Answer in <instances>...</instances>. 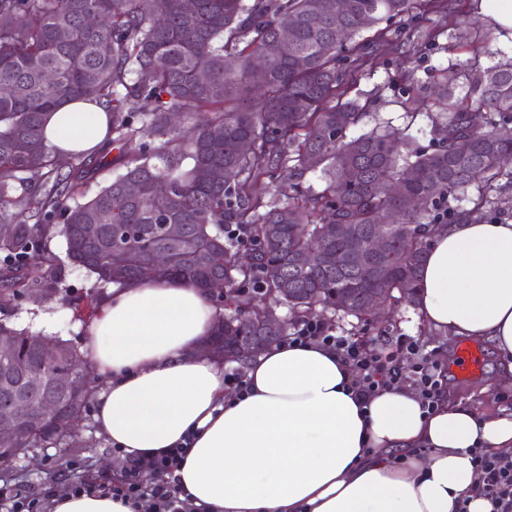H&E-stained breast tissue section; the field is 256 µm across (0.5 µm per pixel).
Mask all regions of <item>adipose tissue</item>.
I'll return each instance as SVG.
<instances>
[{
  "mask_svg": "<svg viewBox=\"0 0 512 512\" xmlns=\"http://www.w3.org/2000/svg\"><path fill=\"white\" fill-rule=\"evenodd\" d=\"M108 118L72 101L50 113L45 142L100 148ZM433 329L490 340L512 360V222L463 220L433 236L418 280ZM220 318L188 282L113 285L84 348L104 388L98 429L131 456L187 443L177 474L213 512H491L470 451L512 453V415L441 402L423 412L411 390L360 410L349 368L326 349L275 344L248 361V391L228 394L203 353Z\"/></svg>",
  "mask_w": 512,
  "mask_h": 512,
  "instance_id": "ef3b65f1",
  "label": "adipose tissue"
}]
</instances>
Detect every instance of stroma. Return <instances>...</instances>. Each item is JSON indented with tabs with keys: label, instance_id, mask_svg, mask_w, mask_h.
<instances>
[{
	"label": "stroma",
	"instance_id": "1",
	"mask_svg": "<svg viewBox=\"0 0 512 512\" xmlns=\"http://www.w3.org/2000/svg\"><path fill=\"white\" fill-rule=\"evenodd\" d=\"M479 15L476 0H452V9L446 14L425 5L424 0H416L409 15L382 22L387 45L365 64L347 90L348 98L364 106V115L350 128V136L357 137L386 124L398 129L406 127L414 136L416 147L431 150L428 110L413 101L417 84L436 79L442 69L453 65L467 62L487 67L504 55L500 33H493L488 40L475 33L472 22ZM47 245L59 259L51 296L15 297L8 305H0V321L83 347L93 321L89 309L100 306L109 290L98 287L94 275L69 263L62 236L50 238ZM316 317L336 329L372 339L379 336L419 339L450 371L448 399L482 412L502 414L508 410L503 398L512 395V376L507 375L506 364L488 340L477 342L482 352L479 373L472 379L461 380L452 373L460 338L424 332L423 319L415 308L396 306L390 317L370 324L329 310L317 311ZM63 461L69 470L94 478L117 471L112 445L99 434L93 414H86L79 428L63 444L35 448L17 459L11 466L9 482L13 488L35 492L48 474L59 473Z\"/></svg>",
	"mask_w": 512,
	"mask_h": 512
}]
</instances>
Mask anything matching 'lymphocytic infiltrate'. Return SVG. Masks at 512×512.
Returning a JSON list of instances; mask_svg holds the SVG:
<instances>
[{
	"mask_svg": "<svg viewBox=\"0 0 512 512\" xmlns=\"http://www.w3.org/2000/svg\"><path fill=\"white\" fill-rule=\"evenodd\" d=\"M286 341L334 351L349 367V388L363 406L381 392L409 386L423 410L430 413L438 408L446 390L447 376L441 362L426 351L424 344L409 336L380 347L364 337L340 334L324 322L310 319L290 329ZM184 453L181 446L147 457L126 455L118 449L114 455L121 464L119 484L74 476L53 480L39 492L26 495L0 487V512H53L57 497L98 493L122 497L138 512H209L207 507L195 504L180 485L176 471ZM471 455L481 494L492 502L494 512H512V456L491 454L480 448L472 449ZM145 472L155 475L153 484L142 482Z\"/></svg>",
	"mask_w": 512,
	"mask_h": 512,
	"instance_id": "obj_1",
	"label": "lymphocytic infiltrate"
}]
</instances>
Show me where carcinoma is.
<instances>
[{
	"mask_svg": "<svg viewBox=\"0 0 512 512\" xmlns=\"http://www.w3.org/2000/svg\"><path fill=\"white\" fill-rule=\"evenodd\" d=\"M413 0H0V300L43 286L56 264L40 249L47 228L61 234L72 264L105 284L186 280L200 288L224 280V298L249 315L229 314L216 336L264 335L260 308L251 296L275 289L295 320L313 309L341 310L368 320L366 295L389 304H417L418 273L432 230L462 215L478 216L494 204L490 192L512 180V60L486 68L444 69L427 98L437 148L421 153L411 135L347 131L360 119L356 102L341 101L351 75L337 67L345 42L384 19L408 13ZM89 14L100 17L93 28ZM291 30L292 52L282 54L279 33ZM264 61L263 75L252 71ZM55 81L47 84L44 74ZM204 71L208 80H197ZM463 84L465 95L454 97ZM70 100L93 102L108 115V145L99 153L59 154L44 142L48 113ZM152 108L141 112L137 104ZM251 149L241 152L237 142ZM116 155H111V150ZM112 164V182L92 197L75 196L95 167ZM288 167L321 170L320 192L299 184L280 201L255 193ZM213 169L222 179L210 178ZM130 181L141 185L136 197ZM420 198L411 209L393 196V183ZM479 183L473 206L448 208L449 198ZM23 205L33 224L14 223ZM85 224H112V240L130 250L120 279L107 263L108 240L83 233ZM179 224L171 239L165 228ZM350 225L359 234L383 227L392 241L383 263L388 273L363 281L346 264L296 267L293 258L321 248L335 254L343 240L326 237L325 225ZM242 231L253 263L236 264L238 248L224 228ZM175 252L172 267L151 262L154 250ZM224 253V266L207 253ZM0 336L19 348L29 332L0 322ZM61 362L87 367L68 341L55 339ZM93 388L74 394L51 375L25 391L32 404L53 402L57 419L32 438L0 450V467L28 449L55 445L67 436L73 415L86 412Z\"/></svg>",
	"mask_w": 512,
	"mask_h": 512,
	"instance_id": "1",
	"label": "carcinoma"
}]
</instances>
